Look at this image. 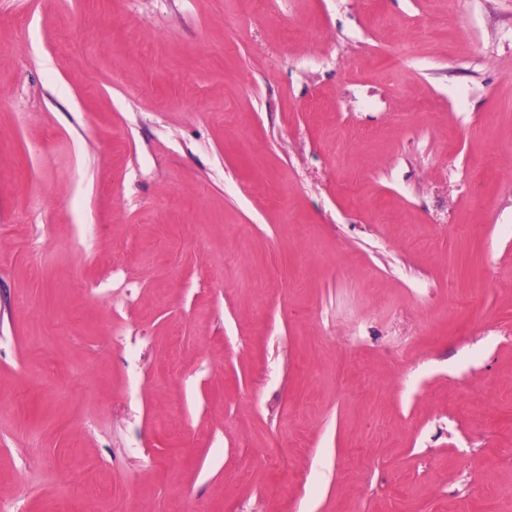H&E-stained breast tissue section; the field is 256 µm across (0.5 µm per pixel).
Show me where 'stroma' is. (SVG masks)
<instances>
[{"label": "stroma", "mask_w": 512, "mask_h": 512, "mask_svg": "<svg viewBox=\"0 0 512 512\" xmlns=\"http://www.w3.org/2000/svg\"><path fill=\"white\" fill-rule=\"evenodd\" d=\"M512 0H0V505L512 512Z\"/></svg>", "instance_id": "1"}]
</instances>
